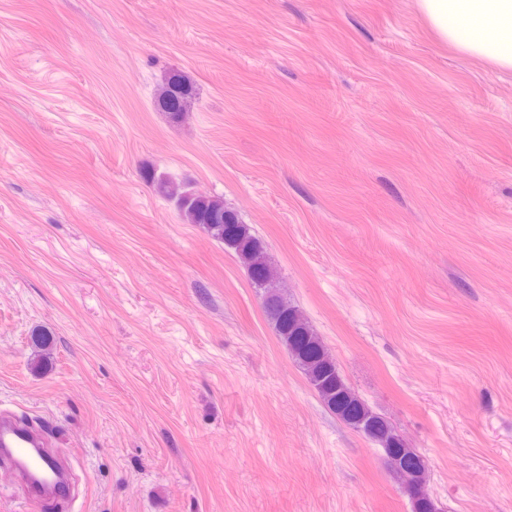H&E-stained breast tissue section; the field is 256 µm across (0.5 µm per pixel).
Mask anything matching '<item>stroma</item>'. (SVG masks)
Returning a JSON list of instances; mask_svg holds the SVG:
<instances>
[{
  "instance_id": "stroma-1",
  "label": "stroma",
  "mask_w": 512,
  "mask_h": 512,
  "mask_svg": "<svg viewBox=\"0 0 512 512\" xmlns=\"http://www.w3.org/2000/svg\"><path fill=\"white\" fill-rule=\"evenodd\" d=\"M148 171L251 225L440 512H512V69L415 0H0V410L71 468L0 512H412ZM192 95L191 85L182 75L173 73L161 87L157 103L173 121L182 122L184 115L189 111Z\"/></svg>"
}]
</instances>
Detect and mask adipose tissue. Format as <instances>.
Listing matches in <instances>:
<instances>
[{"label": "adipose tissue", "mask_w": 512, "mask_h": 512, "mask_svg": "<svg viewBox=\"0 0 512 512\" xmlns=\"http://www.w3.org/2000/svg\"><path fill=\"white\" fill-rule=\"evenodd\" d=\"M439 37L465 54L512 68V0H416Z\"/></svg>", "instance_id": "adipose-tissue-1"}]
</instances>
